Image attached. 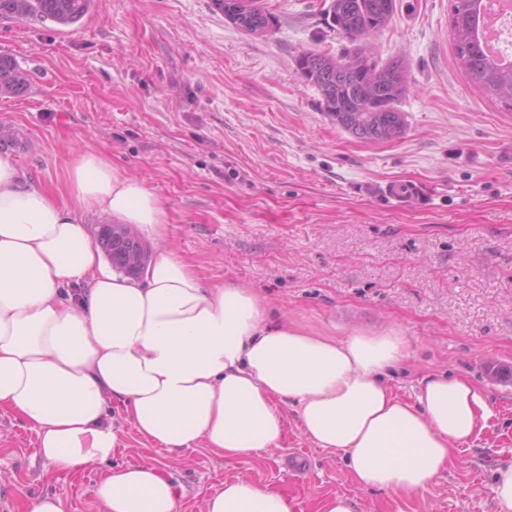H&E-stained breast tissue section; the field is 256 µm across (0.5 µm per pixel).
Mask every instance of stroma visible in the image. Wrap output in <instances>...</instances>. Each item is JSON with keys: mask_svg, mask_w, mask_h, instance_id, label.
<instances>
[{"mask_svg": "<svg viewBox=\"0 0 512 512\" xmlns=\"http://www.w3.org/2000/svg\"><path fill=\"white\" fill-rule=\"evenodd\" d=\"M265 38L224 18L211 0H94L75 26L0 17V55L28 75L0 95V144L26 182L66 196L76 151L107 157L158 197L169 242L204 283L256 289L274 316L322 336L395 329L408 357L393 393L414 401L432 372L478 385L486 428L413 494L369 490L286 415L281 446L224 457L206 446L170 454L140 437L112 403L121 448L108 461L60 471L34 430L0 410V501L27 512L55 496L64 512H99L96 484L127 463L165 464L178 512H203L225 480L270 485L294 512H323L343 494L354 512H498V466L512 462V111L479 95L454 62L450 0H396L371 46L404 60L411 88L397 104L406 131L392 142L356 138L323 112L296 72L301 51L347 48L323 0H264ZM418 184L431 203L397 204L388 181ZM308 459L288 478V461Z\"/></svg>", "mask_w": 512, "mask_h": 512, "instance_id": "obj_1", "label": "stroma"}]
</instances>
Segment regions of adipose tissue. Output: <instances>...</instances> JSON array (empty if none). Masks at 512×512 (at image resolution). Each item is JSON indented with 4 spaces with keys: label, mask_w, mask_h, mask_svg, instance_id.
Instances as JSON below:
<instances>
[{
    "label": "adipose tissue",
    "mask_w": 512,
    "mask_h": 512,
    "mask_svg": "<svg viewBox=\"0 0 512 512\" xmlns=\"http://www.w3.org/2000/svg\"><path fill=\"white\" fill-rule=\"evenodd\" d=\"M87 212L161 244L138 279L104 261ZM167 238L157 196L96 152L73 156L61 200L0 157V408L36 431L47 462L70 470L115 455L114 401L170 452L203 444L227 457L279 448L288 406L361 487L412 494L486 427L492 411L467 380L431 374L415 401L393 394L385 377L407 356L396 331L318 336L270 320L259 292L203 283ZM96 497L100 512H177L162 465L113 471ZM205 512L293 507L271 486L234 479Z\"/></svg>",
    "instance_id": "obj_1"
}]
</instances>
